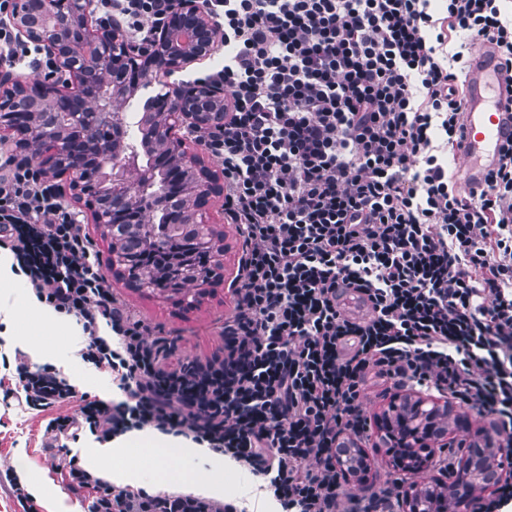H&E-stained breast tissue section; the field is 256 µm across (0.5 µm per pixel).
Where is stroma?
<instances>
[{"instance_id": "obj_1", "label": "stroma", "mask_w": 512, "mask_h": 512, "mask_svg": "<svg viewBox=\"0 0 512 512\" xmlns=\"http://www.w3.org/2000/svg\"><path fill=\"white\" fill-rule=\"evenodd\" d=\"M54 185L60 191L63 203L77 214L79 220L86 222V230L100 256L104 275L113 292L146 325L147 340L166 337L173 345L175 358L184 361L205 358L223 346L224 322L233 314V288L242 256L236 230L224 218L223 199H214L206 210L207 222L224 235L223 270L208 294L191 303L181 295L156 290L143 292L119 280L111 268L108 239L96 225L87 223V211L83 203L72 197L66 181L58 179ZM83 340L79 333L69 337L49 335L39 337L30 347L0 346V356L6 360L5 365L0 366V512H23L11 496L10 485L5 478L11 471L23 474L27 483L44 482V494L33 499V512H50L52 496L57 492L65 494L74 512L89 510L91 494L70 489L59 462L67 451L85 456L95 443L94 436L90 432H82L79 441L69 442L67 450L63 451L51 446L46 432L47 424L53 418L77 417L80 396L109 400L118 389L109 373L96 370L82 361L78 349ZM23 362L33 370L51 366L59 378L72 386L74 397L58 401L41 411L29 409L16 374L17 364ZM357 444L366 456L368 468L361 476L348 477L343 489L344 504H351L371 492L388 487L397 477L401 478V487L405 490L434 483L449 484L454 480L440 462L445 455L444 450H437L435 458L430 460L424 471L402 473L390 465L386 448L375 430H367ZM245 476V470L240 467L225 469L226 503L239 504L241 512H266L268 492L259 488L248 489Z\"/></svg>"}]
</instances>
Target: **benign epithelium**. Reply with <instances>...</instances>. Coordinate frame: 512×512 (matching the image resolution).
<instances>
[{
	"label": "benign epithelium",
	"mask_w": 512,
	"mask_h": 512,
	"mask_svg": "<svg viewBox=\"0 0 512 512\" xmlns=\"http://www.w3.org/2000/svg\"><path fill=\"white\" fill-rule=\"evenodd\" d=\"M90 0H16L9 16L20 39L34 43L52 60L54 74L34 87L0 66V136L13 139L21 160L39 174L66 178L75 199L84 203L90 223L112 241L111 263L133 288L142 286L151 266L136 256L143 243L133 233L145 215L169 216L176 228L199 223L212 199L223 194L218 175L204 169L190 153L177 127L224 128V89L207 83H175L169 77L184 65L209 58L220 41L218 26L196 0H179L169 24L154 38L153 50H139L117 26L89 23ZM161 88L157 111L142 116L139 136L128 138L127 108L142 88ZM108 132L107 139L98 132ZM95 148L96 161L86 154ZM197 262L185 264L165 283L164 291L207 293L224 256V236L215 231L193 241ZM408 398H395L375 425L387 448L401 446L429 460L444 447L452 421L469 430L464 415L410 429L401 421L394 432L392 415ZM480 455L512 458V437L497 429L482 433Z\"/></svg>",
	"instance_id": "benign-epithelium-1"
}]
</instances>
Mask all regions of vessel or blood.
Instances as JSON below:
<instances>
[{"label":"vessel or blood","mask_w":512,"mask_h":512,"mask_svg":"<svg viewBox=\"0 0 512 512\" xmlns=\"http://www.w3.org/2000/svg\"><path fill=\"white\" fill-rule=\"evenodd\" d=\"M512 140V91L496 56L482 43L468 58L462 139L453 156L464 191L478 189Z\"/></svg>","instance_id":"b4317fda"}]
</instances>
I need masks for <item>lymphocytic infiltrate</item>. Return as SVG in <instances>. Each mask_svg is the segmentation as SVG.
<instances>
[{
	"label": "lymphocytic infiltrate",
	"mask_w": 512,
	"mask_h": 512,
	"mask_svg": "<svg viewBox=\"0 0 512 512\" xmlns=\"http://www.w3.org/2000/svg\"><path fill=\"white\" fill-rule=\"evenodd\" d=\"M202 0L224 63L223 131L193 136L224 167V214L243 241L234 314L211 357L173 362L112 292L57 191L0 162V247L39 300L75 317L80 356L126 395L83 399L53 440L144 427L208 444L272 490L283 512H346L336 466L365 429L368 382L417 384L512 431V144L484 187L448 173L463 121L465 52L492 43L512 68L503 0ZM144 50L172 0H97ZM368 312L343 314L339 289ZM31 409L72 397L50 368L16 369ZM90 512H233L191 494L118 490L62 458Z\"/></svg>",
	"instance_id": "f902f5d3"
}]
</instances>
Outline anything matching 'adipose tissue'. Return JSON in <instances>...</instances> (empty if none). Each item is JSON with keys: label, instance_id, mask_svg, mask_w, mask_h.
<instances>
[{"label": "adipose tissue", "instance_id": "obj_1", "mask_svg": "<svg viewBox=\"0 0 512 512\" xmlns=\"http://www.w3.org/2000/svg\"><path fill=\"white\" fill-rule=\"evenodd\" d=\"M85 467L150 493L176 488L216 500L224 497L222 454L154 429L133 430L91 448Z\"/></svg>", "mask_w": 512, "mask_h": 512}]
</instances>
